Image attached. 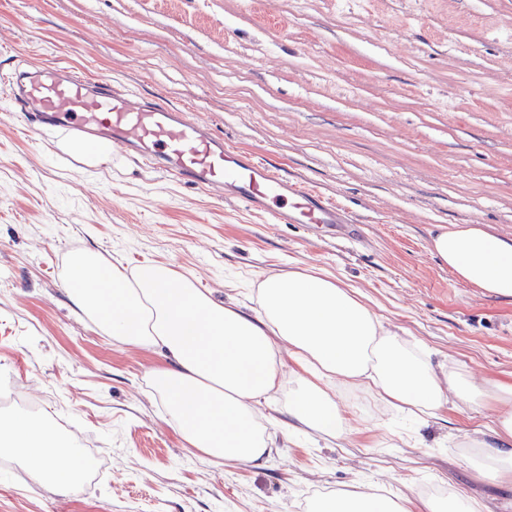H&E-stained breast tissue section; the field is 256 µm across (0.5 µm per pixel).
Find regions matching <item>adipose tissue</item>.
Returning a JSON list of instances; mask_svg holds the SVG:
<instances>
[{"label":"adipose tissue","instance_id":"ef3b65f1","mask_svg":"<svg viewBox=\"0 0 512 512\" xmlns=\"http://www.w3.org/2000/svg\"><path fill=\"white\" fill-rule=\"evenodd\" d=\"M431 250L462 281L512 298V237L477 224L438 227ZM73 305L113 339L161 351L165 365L149 383L166 403L187 447L214 460L258 462L275 444L260 429L258 408L292 381L288 412L304 428L336 438L349 431L338 386L372 389L396 409L437 414L449 397L466 405L508 403L497 412L490 440L475 439L478 476L512 485V381L479 387L453 367L434 365L385 328L356 292L315 271L266 276L258 309L246 314L216 302L171 266L108 265L92 251L72 262ZM0 450L18 458L32 479L61 494L75 492L89 469L75 444L24 415L0 420ZM313 512H444L435 501L384 497L372 489L339 492Z\"/></svg>","mask_w":512,"mask_h":512}]
</instances>
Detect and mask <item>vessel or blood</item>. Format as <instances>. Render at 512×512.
<instances>
[{
	"instance_id": "1",
	"label": "vessel or blood",
	"mask_w": 512,
	"mask_h": 512,
	"mask_svg": "<svg viewBox=\"0 0 512 512\" xmlns=\"http://www.w3.org/2000/svg\"><path fill=\"white\" fill-rule=\"evenodd\" d=\"M22 132L60 128L93 145L234 200L270 224H304L316 235L349 223L347 213L318 192L278 174L255 155L236 152L204 122L164 104L60 64H41L12 76Z\"/></svg>"
}]
</instances>
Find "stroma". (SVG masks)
I'll return each instance as SVG.
<instances>
[{
	"instance_id": "35a3bbf8",
	"label": "stroma",
	"mask_w": 512,
	"mask_h": 512,
	"mask_svg": "<svg viewBox=\"0 0 512 512\" xmlns=\"http://www.w3.org/2000/svg\"><path fill=\"white\" fill-rule=\"evenodd\" d=\"M30 62L183 108L342 207L359 235L266 223L125 156L86 167L54 129L22 137L10 77ZM441 224L512 236V0H0V418L34 415L92 462L63 496L0 453V512H307L371 485L418 501L425 483L512 512V489L472 466L495 406L452 397L413 416L346 386L350 436L287 437L283 390L260 407L279 421L275 449L213 463L151 393L164 356L113 340L69 299L85 250L171 265L249 313L265 276L314 269L434 364L512 380V298L439 261Z\"/></svg>"
}]
</instances>
